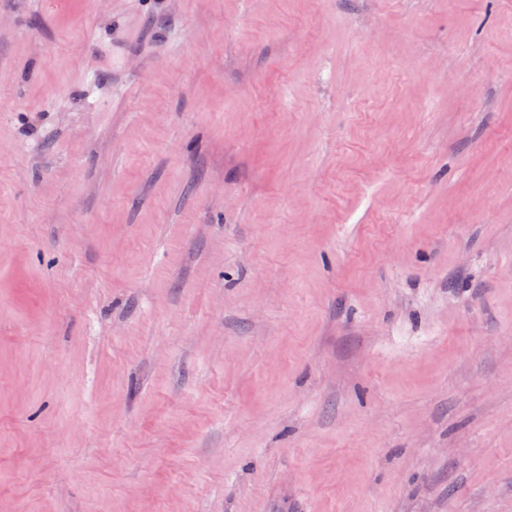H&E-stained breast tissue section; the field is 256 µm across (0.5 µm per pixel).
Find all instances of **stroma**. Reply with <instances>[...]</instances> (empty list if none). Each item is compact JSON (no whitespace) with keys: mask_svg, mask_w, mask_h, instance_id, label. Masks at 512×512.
Returning a JSON list of instances; mask_svg holds the SVG:
<instances>
[{"mask_svg":"<svg viewBox=\"0 0 512 512\" xmlns=\"http://www.w3.org/2000/svg\"><path fill=\"white\" fill-rule=\"evenodd\" d=\"M0 512H512V0H0Z\"/></svg>","mask_w":512,"mask_h":512,"instance_id":"stroma-1","label":"stroma"}]
</instances>
